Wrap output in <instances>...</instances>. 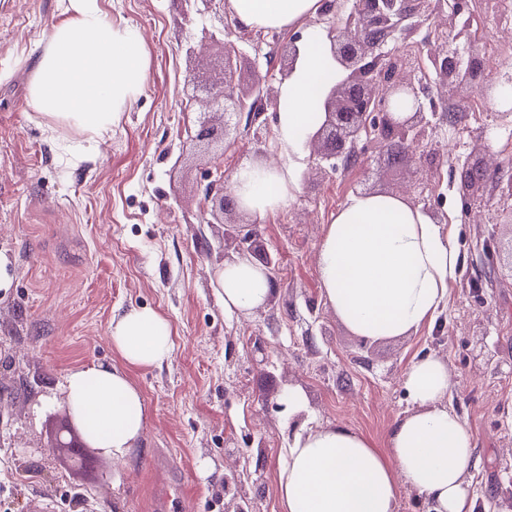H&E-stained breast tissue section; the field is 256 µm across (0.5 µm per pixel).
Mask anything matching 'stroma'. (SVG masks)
Instances as JSON below:
<instances>
[{
  "label": "stroma",
  "instance_id": "stroma-1",
  "mask_svg": "<svg viewBox=\"0 0 512 512\" xmlns=\"http://www.w3.org/2000/svg\"><path fill=\"white\" fill-rule=\"evenodd\" d=\"M107 20L136 26L148 55L142 93L99 139L96 160L61 162L72 128L50 131L32 111L27 85L60 0H0V253L11 286L0 292V512H158V484L171 486L165 512H224V474L248 471L238 490L252 512H281L277 473L304 423H340L384 443L408 407L402 373L411 359L443 357L450 410L475 441L473 512H512V199L494 195L491 219L465 214L459 169L484 143L512 160V118L493 98L465 122L441 124L437 152H424V199L454 224L459 275L432 325L368 344L326 305L315 264L324 224L372 187L400 192L407 174L375 140L361 141L370 180L337 171L301 182L266 219L236 212L279 262L266 310L228 315L213 284L224 261V227L203 212L210 172L232 177L243 163L276 153L275 112L241 116L228 138L197 137L203 87L224 77L227 10L221 0H100ZM467 36L449 50L478 56L498 72L489 47L512 44V10L496 0H460ZM262 46L239 39V89L281 76L268 56L288 31H264ZM495 239V265L483 243ZM150 307L173 326V351L159 367L132 370L148 421L122 462L103 454L88 479L54 447L65 421L68 373L117 361L112 315ZM301 388L305 410L289 409Z\"/></svg>",
  "mask_w": 512,
  "mask_h": 512
}]
</instances>
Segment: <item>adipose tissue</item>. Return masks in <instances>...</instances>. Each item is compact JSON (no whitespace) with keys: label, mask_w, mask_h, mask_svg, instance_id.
<instances>
[{"label":"adipose tissue","mask_w":512,"mask_h":512,"mask_svg":"<svg viewBox=\"0 0 512 512\" xmlns=\"http://www.w3.org/2000/svg\"><path fill=\"white\" fill-rule=\"evenodd\" d=\"M323 0H227L246 30L297 26L317 16ZM33 70L35 112L84 136L76 159L96 157L95 139L142 92L148 73L145 41L127 24L106 20L99 0H66ZM337 78L330 43L309 29L292 72L278 86L275 139L283 164L247 163L232 177L241 209L265 218L299 187L304 149L325 120L323 101ZM456 228L395 193L353 194L325 225L317 273L326 303L354 336L381 341L409 336L431 323L456 281ZM215 286L229 314L266 309L271 273L249 255L217 267ZM110 340L120 361L72 370L71 411L87 440L118 460L137 447L146 406L130 371L160 366L173 349L162 314L132 306L112 316ZM412 404L384 445L342 424L306 427L289 443L278 472L282 512H399L402 489L431 500L435 512H473L469 469L472 437L445 398L451 387L441 357L411 360L402 376Z\"/></svg>","instance_id":"obj_1"}]
</instances>
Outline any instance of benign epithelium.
Returning <instances> with one entry per match:
<instances>
[{
  "mask_svg": "<svg viewBox=\"0 0 512 512\" xmlns=\"http://www.w3.org/2000/svg\"><path fill=\"white\" fill-rule=\"evenodd\" d=\"M440 13L441 0H325L320 16L341 77L325 95L326 120L310 141L315 170L322 173L357 166L367 180L369 168L359 150L363 137L377 133L390 144L388 158L400 165L409 162L425 137L436 131L431 120L436 115L435 101L429 96L426 78L417 74L415 56L420 45L411 41V36L421 22ZM435 31L437 47L431 55L437 89L453 98L470 89L482 94L492 92L493 81H484L479 58L460 61L458 53H448L447 25L438 24ZM397 32L402 41L399 55L384 50ZM299 41V35H291L276 56L283 77L299 56ZM270 108L277 109L274 89L256 83L239 94L226 78L222 85L207 91L198 138H213L215 118L226 131L238 114L248 112L257 119ZM481 152V146H474L462 165L457 186L464 202L479 213L502 184H507L512 193V164H500L491 171ZM206 196L214 203L213 216L226 225L225 248L237 242L259 244L255 238L240 236V230L224 219V215L239 209L238 198L224 190V175L207 186Z\"/></svg>",
  "mask_w": 512,
  "mask_h": 512,
  "instance_id": "obj_1",
  "label": "benign epithelium"
}]
</instances>
